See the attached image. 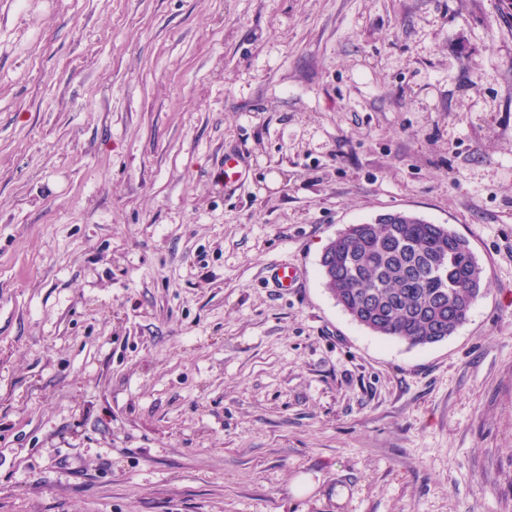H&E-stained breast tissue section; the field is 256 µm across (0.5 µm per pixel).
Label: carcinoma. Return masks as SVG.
I'll list each match as a JSON object with an SVG mask.
<instances>
[{
    "label": "carcinoma",
    "mask_w": 512,
    "mask_h": 512,
    "mask_svg": "<svg viewBox=\"0 0 512 512\" xmlns=\"http://www.w3.org/2000/svg\"><path fill=\"white\" fill-rule=\"evenodd\" d=\"M320 266L338 305L372 333L431 345L463 326L484 290L469 241L414 214L351 224L325 248Z\"/></svg>",
    "instance_id": "carcinoma-1"
}]
</instances>
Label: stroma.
I'll return each instance as SVG.
<instances>
[{"instance_id": "1", "label": "stroma", "mask_w": 512, "mask_h": 512, "mask_svg": "<svg viewBox=\"0 0 512 512\" xmlns=\"http://www.w3.org/2000/svg\"><path fill=\"white\" fill-rule=\"evenodd\" d=\"M396 211L484 270L432 345L322 277ZM0 512H512V10L0 0ZM299 277L298 271L289 266H274L270 269L268 275L273 288H278L279 290L297 287Z\"/></svg>"}]
</instances>
